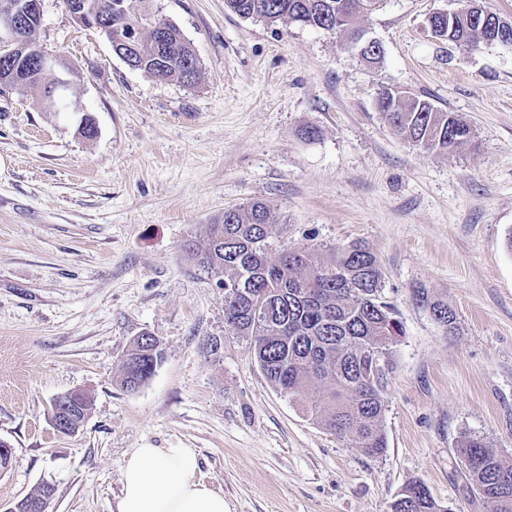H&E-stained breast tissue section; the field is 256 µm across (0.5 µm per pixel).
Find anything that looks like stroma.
I'll return each instance as SVG.
<instances>
[{
    "label": "stroma",
    "instance_id": "stroma-1",
    "mask_svg": "<svg viewBox=\"0 0 512 512\" xmlns=\"http://www.w3.org/2000/svg\"><path fill=\"white\" fill-rule=\"evenodd\" d=\"M146 5L192 44L195 86L130 69L43 0L40 42L72 64L80 105L45 112L37 90L0 87V441L13 453L0 504L47 483L49 512H117L133 449L192 448L227 512H391L413 482L446 512H489L458 448L479 437L512 460V46L434 38L429 15L461 0H382L362 23L374 66L343 34L244 19L224 0ZM384 87L456 113L473 145L413 147L376 108ZM250 200L271 207L274 252L359 242L380 261L404 327L383 456L276 391L184 251ZM420 288L455 332L414 305ZM145 332L163 358L128 392L123 361ZM71 391L91 407L63 435L51 403Z\"/></svg>",
    "mask_w": 512,
    "mask_h": 512
}]
</instances>
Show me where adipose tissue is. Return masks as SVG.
Returning <instances> with one entry per match:
<instances>
[{
	"instance_id": "1",
	"label": "adipose tissue",
	"mask_w": 512,
	"mask_h": 512,
	"mask_svg": "<svg viewBox=\"0 0 512 512\" xmlns=\"http://www.w3.org/2000/svg\"><path fill=\"white\" fill-rule=\"evenodd\" d=\"M117 512H226L191 448H137L122 474Z\"/></svg>"
}]
</instances>
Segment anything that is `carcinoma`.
<instances>
[{"mask_svg": "<svg viewBox=\"0 0 512 512\" xmlns=\"http://www.w3.org/2000/svg\"><path fill=\"white\" fill-rule=\"evenodd\" d=\"M112 15V39L126 51L129 65L150 77L186 86L197 83L201 65L181 30L167 22L159 42L148 10L132 11L131 0H88ZM466 5L448 18L452 44L471 51L497 42L487 29L466 23ZM244 19L344 32L350 19L373 13L380 0H224ZM377 109L412 145L447 153L472 141L470 126L429 100L382 90ZM267 203L249 201L224 210L206 225L205 235L184 244L206 273L224 289V321L238 335L252 338L255 358L280 392L302 401L306 412L333 434L346 438L369 457L387 448L382 431L387 375L393 372L392 346L404 334L394 306L383 296L384 274L377 257L360 244L336 248L322 258L309 247L269 253L274 234ZM414 304L435 321L452 326L448 305L419 291ZM162 351L152 336H139L126 355L148 373ZM468 481L491 506L512 512V462L478 437L463 441ZM391 512H445L421 482L405 487Z\"/></svg>", "mask_w": 512, "mask_h": 512, "instance_id": "cac0c4a2", "label": "carcinoma"}]
</instances>
